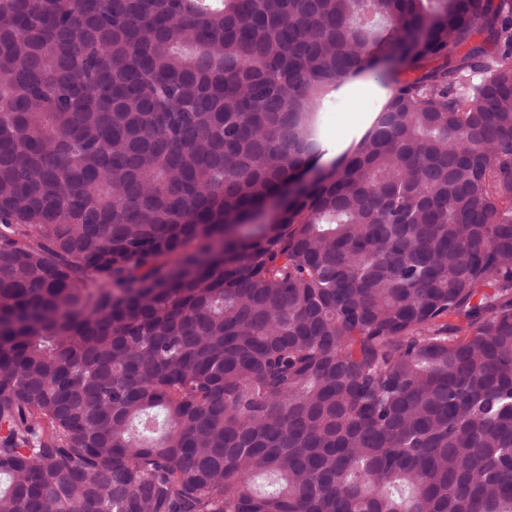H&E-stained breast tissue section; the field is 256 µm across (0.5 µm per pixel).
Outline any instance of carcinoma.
<instances>
[{"label": "carcinoma", "mask_w": 512, "mask_h": 512, "mask_svg": "<svg viewBox=\"0 0 512 512\" xmlns=\"http://www.w3.org/2000/svg\"><path fill=\"white\" fill-rule=\"evenodd\" d=\"M0 512H512V0H0ZM385 92L376 78L363 75L353 81L344 82L335 92L336 96H328V93L326 96L324 93L322 94L324 107L319 111V119L323 139L336 147V149L331 150V146L324 144L323 149L326 150V153L322 155L324 160L330 164L340 156L341 151L353 142L354 138H356L354 144L358 143L365 132L362 127L366 124L369 114L368 110L361 109L360 105L379 98L381 102H385ZM336 97L343 100V112H337L342 108V102ZM335 116L336 126L346 134V142L343 148H340L332 140L335 137ZM318 177V173L313 169L305 171L299 179L290 183L281 195L267 204L266 211L271 212L272 215L279 213L297 196L299 191L308 188Z\"/></svg>", "instance_id": "carcinoma-1"}]
</instances>
